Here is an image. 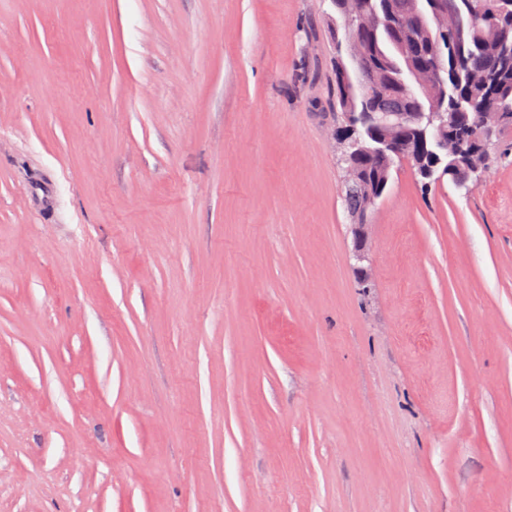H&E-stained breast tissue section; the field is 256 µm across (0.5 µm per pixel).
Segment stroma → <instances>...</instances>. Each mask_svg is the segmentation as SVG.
Masks as SVG:
<instances>
[{
    "label": "stroma",
    "instance_id": "obj_1",
    "mask_svg": "<svg viewBox=\"0 0 512 512\" xmlns=\"http://www.w3.org/2000/svg\"><path fill=\"white\" fill-rule=\"evenodd\" d=\"M334 13L0 0V512H512V155L358 288Z\"/></svg>",
    "mask_w": 512,
    "mask_h": 512
}]
</instances>
